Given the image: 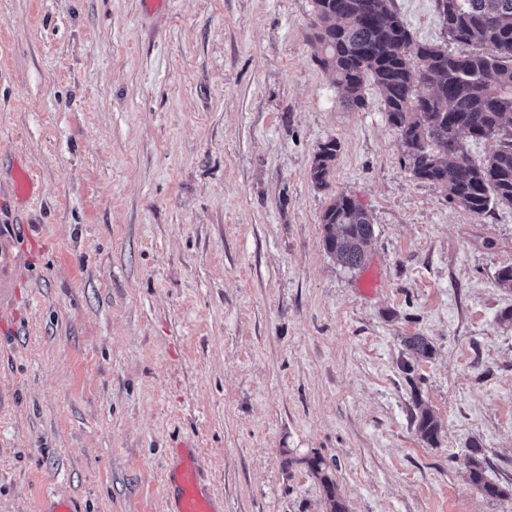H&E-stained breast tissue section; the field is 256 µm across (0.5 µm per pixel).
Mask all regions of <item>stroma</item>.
Masks as SVG:
<instances>
[{
    "label": "stroma",
    "instance_id": "35a3bbf8",
    "mask_svg": "<svg viewBox=\"0 0 512 512\" xmlns=\"http://www.w3.org/2000/svg\"><path fill=\"white\" fill-rule=\"evenodd\" d=\"M394 7L467 53L435 0ZM312 9L0 0V512L48 491L170 512L183 443L224 512H330L314 458L347 512H512L464 464L475 441L512 479V208L479 217L414 177L377 87L349 110L315 61ZM341 194L373 225L359 270L324 246ZM336 159V142L326 144L322 151L315 157L311 169L312 179L317 187L328 186V178L332 172ZM416 407L418 411L413 418L419 436L428 444H437L441 434V425L428 408L423 407L422 404H417Z\"/></svg>",
    "mask_w": 512,
    "mask_h": 512
}]
</instances>
